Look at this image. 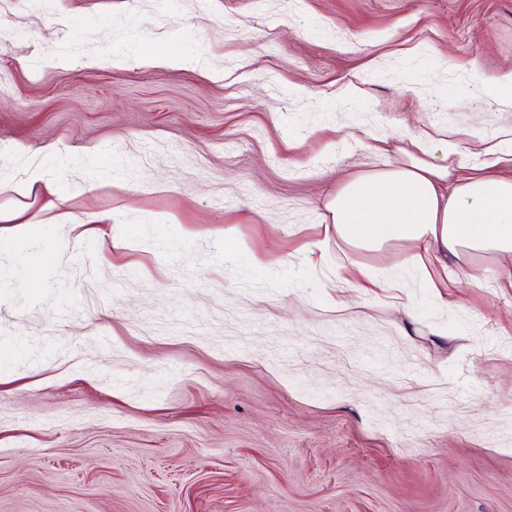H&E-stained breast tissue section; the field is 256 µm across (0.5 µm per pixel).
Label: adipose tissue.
Instances as JSON below:
<instances>
[{
	"instance_id": "ef3b65f1",
	"label": "adipose tissue",
	"mask_w": 512,
	"mask_h": 512,
	"mask_svg": "<svg viewBox=\"0 0 512 512\" xmlns=\"http://www.w3.org/2000/svg\"><path fill=\"white\" fill-rule=\"evenodd\" d=\"M450 174L447 165L414 158L346 179L324 232L374 249L410 241L443 266L476 252L512 255V179L464 176L448 192Z\"/></svg>"
}]
</instances>
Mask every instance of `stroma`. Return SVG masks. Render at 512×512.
Wrapping results in <instances>:
<instances>
[{
    "label": "stroma",
    "instance_id": "obj_1",
    "mask_svg": "<svg viewBox=\"0 0 512 512\" xmlns=\"http://www.w3.org/2000/svg\"><path fill=\"white\" fill-rule=\"evenodd\" d=\"M512 0H0V512H512V258L325 240L512 178ZM52 181L20 189L28 163ZM491 104L512 108V70L505 72L486 89ZM441 157L413 158L394 168L344 180L328 204L325 235L347 245L381 249L410 241L433 250L443 270L448 255L466 261L476 252L512 255V179L464 176L444 191L451 171Z\"/></svg>",
    "mask_w": 512,
    "mask_h": 512
}]
</instances>
